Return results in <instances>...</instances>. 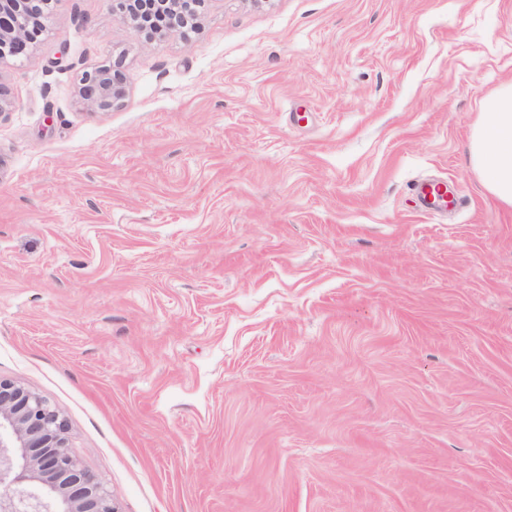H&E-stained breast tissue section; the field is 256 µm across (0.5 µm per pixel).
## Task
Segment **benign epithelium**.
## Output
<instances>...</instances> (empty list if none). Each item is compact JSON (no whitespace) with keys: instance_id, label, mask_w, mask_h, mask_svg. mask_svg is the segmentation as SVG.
<instances>
[{"instance_id":"obj_1","label":"benign epithelium","mask_w":512,"mask_h":512,"mask_svg":"<svg viewBox=\"0 0 512 512\" xmlns=\"http://www.w3.org/2000/svg\"><path fill=\"white\" fill-rule=\"evenodd\" d=\"M203 0H168L161 35L183 32L186 16L202 25ZM49 0H0V60L17 58L42 35ZM78 95L94 112L108 111L126 95L121 61L82 73ZM66 419L24 386L0 379V512H119L112 494L69 449Z\"/></svg>"}]
</instances>
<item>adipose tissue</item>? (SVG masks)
Listing matches in <instances>:
<instances>
[{
  "label": "adipose tissue",
  "instance_id": "ef3b65f1",
  "mask_svg": "<svg viewBox=\"0 0 512 512\" xmlns=\"http://www.w3.org/2000/svg\"><path fill=\"white\" fill-rule=\"evenodd\" d=\"M469 157L483 186L512 207V82L485 100L470 138Z\"/></svg>",
  "mask_w": 512,
  "mask_h": 512
}]
</instances>
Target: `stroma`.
<instances>
[{
	"instance_id": "stroma-1",
	"label": "stroma",
	"mask_w": 512,
	"mask_h": 512,
	"mask_svg": "<svg viewBox=\"0 0 512 512\" xmlns=\"http://www.w3.org/2000/svg\"><path fill=\"white\" fill-rule=\"evenodd\" d=\"M203 12L53 0L0 61V379L119 512H512V208L466 160L512 0ZM169 16L161 28V36H171L183 32V23L187 15L191 16L194 24L200 27L204 21L201 9L203 0H168ZM78 95L94 112L108 111L126 95V77L121 61L107 62L82 73ZM420 203L423 208L429 210L433 208L448 207V188L443 182H432L419 187Z\"/></svg>"
}]
</instances>
